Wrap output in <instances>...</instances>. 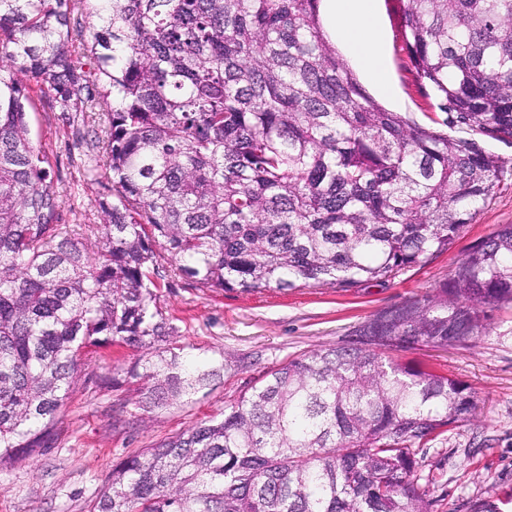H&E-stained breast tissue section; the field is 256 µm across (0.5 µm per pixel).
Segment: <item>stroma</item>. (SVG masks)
<instances>
[{
    "instance_id": "1",
    "label": "stroma",
    "mask_w": 512,
    "mask_h": 512,
    "mask_svg": "<svg viewBox=\"0 0 512 512\" xmlns=\"http://www.w3.org/2000/svg\"><path fill=\"white\" fill-rule=\"evenodd\" d=\"M387 47V74L397 97L378 95L385 108L418 124L470 137L468 128H445V113L428 108L402 45L397 0H377ZM28 124L35 145L53 166L63 223L74 233L99 221L98 201L108 195L104 122L86 113L82 139L67 134L59 113L33 92ZM479 144L503 163L499 186L480 203L447 251L385 282L344 290L332 286L250 293L205 288L185 278L171 259L160 262L158 305L174 327L184 355L219 361L209 386L152 412L138 404V383L129 370L137 351L102 350L91 371L99 386L73 389L61 413L58 438L42 455L0 471V512H89V504L113 465L193 424L220 415L225 405L257 385L262 375L311 350L340 344L378 311L435 293L460 256L501 225L512 224V141L479 136ZM486 332L467 346L419 347L401 357L461 381L478 399L475 417L420 448L418 475L428 491V512H477L500 503L512 512V308L485 305Z\"/></svg>"
}]
</instances>
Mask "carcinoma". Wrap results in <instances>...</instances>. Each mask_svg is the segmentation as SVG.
Wrapping results in <instances>:
<instances>
[{"label":"carcinoma","mask_w":512,"mask_h":512,"mask_svg":"<svg viewBox=\"0 0 512 512\" xmlns=\"http://www.w3.org/2000/svg\"><path fill=\"white\" fill-rule=\"evenodd\" d=\"M397 2L429 105L449 127L511 141L512 0ZM79 3L0 0V471L53 446L98 349L147 350V409L218 372L167 347L161 253L207 288H358L448 249L502 171L475 140L371 97L319 0H94L80 58ZM35 89L76 137L80 115L106 119L112 195L84 237L60 224L30 136ZM486 304L512 307V224L436 294L121 460L90 512H427L417 451L473 419L476 400L391 353L468 344Z\"/></svg>","instance_id":"1"}]
</instances>
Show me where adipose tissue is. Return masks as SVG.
I'll return each mask as SVG.
<instances>
[{
    "instance_id": "ef3b65f1",
    "label": "adipose tissue",
    "mask_w": 512,
    "mask_h": 512,
    "mask_svg": "<svg viewBox=\"0 0 512 512\" xmlns=\"http://www.w3.org/2000/svg\"><path fill=\"white\" fill-rule=\"evenodd\" d=\"M324 32L344 52L362 64L370 80L391 92L385 44L377 25L375 0H325Z\"/></svg>"
}]
</instances>
